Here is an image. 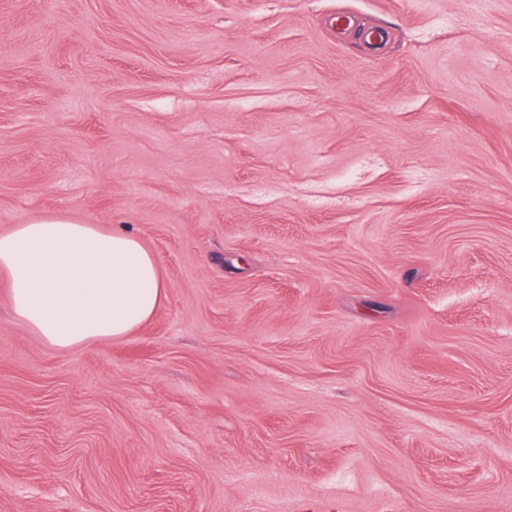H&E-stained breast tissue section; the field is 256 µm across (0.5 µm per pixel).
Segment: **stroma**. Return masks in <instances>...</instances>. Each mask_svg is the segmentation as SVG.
<instances>
[{
    "instance_id": "obj_1",
    "label": "stroma",
    "mask_w": 512,
    "mask_h": 512,
    "mask_svg": "<svg viewBox=\"0 0 512 512\" xmlns=\"http://www.w3.org/2000/svg\"><path fill=\"white\" fill-rule=\"evenodd\" d=\"M166 295L64 350L0 274V512H512V0H0V233Z\"/></svg>"
}]
</instances>
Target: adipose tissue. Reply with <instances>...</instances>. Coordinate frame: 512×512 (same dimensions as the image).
<instances>
[{
    "label": "adipose tissue",
    "instance_id": "obj_1",
    "mask_svg": "<svg viewBox=\"0 0 512 512\" xmlns=\"http://www.w3.org/2000/svg\"><path fill=\"white\" fill-rule=\"evenodd\" d=\"M0 273L14 318L61 349L128 336L166 293L135 236L65 218L0 234Z\"/></svg>",
    "mask_w": 512,
    "mask_h": 512
}]
</instances>
